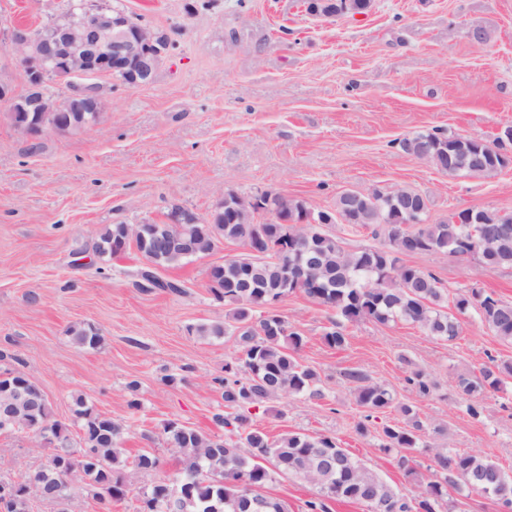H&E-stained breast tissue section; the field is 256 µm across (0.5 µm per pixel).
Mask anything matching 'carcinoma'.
Here are the masks:
<instances>
[{
    "label": "carcinoma",
    "mask_w": 512,
    "mask_h": 512,
    "mask_svg": "<svg viewBox=\"0 0 512 512\" xmlns=\"http://www.w3.org/2000/svg\"><path fill=\"white\" fill-rule=\"evenodd\" d=\"M461 139L460 135L432 130L403 138L401 147L417 158L425 150L438 155L437 168L450 176L481 173L487 167L501 170L512 164V156L503 152L504 141L512 142L511 129L491 142L464 146ZM235 206L234 201L218 206L205 225H183L182 236L205 248L221 240L248 244L254 226L239 223ZM413 206L423 208L421 223L405 228L406 211ZM427 212V199L409 188L392 196L378 189L367 194L344 191L333 209L321 211L323 220L352 228L371 226L374 234L387 237L388 244L348 251L341 239L320 228L305 239L294 240L287 236V225L268 223V244L261 250L262 256H232L209 273L211 291L234 306V311L227 322L200 326L198 332L234 337L239 356L225 362L224 377L215 379L229 413L215 414L213 422L224 429L225 436L175 420L162 424L165 444L180 463L175 474L164 475L149 487L136 486L137 473L160 469L159 457L149 452L129 455L123 448L124 426L96 412L82 397L75 401V423L82 431L76 455L71 452L69 425L55 419L45 400L34 411L20 408L13 429L33 431L42 422L54 429L60 446L47 462L79 475L106 509L131 495L139 502L138 512H153L152 503L174 495L182 512H288V504L277 498L268 496L259 507L249 500L248 486L265 485L271 479L272 467L318 488L321 501L310 503V512H328L326 499L363 504L367 497L392 512H440V507L448 504L450 489L512 503V475L487 456L441 446L431 456V474L418 471L413 453L424 447V423L406 404L401 406L408 418L406 425L384 427L380 448L397 451L398 466L420 487L418 497L411 501L332 437L289 432L272 440L262 431L247 428L246 418L240 414L231 413L287 393L318 400L324 397L319 373L301 360L304 337L283 316L264 311L270 303L297 290L336 311L338 320L322 336L331 348L344 347L349 323L396 319L452 342L461 331L458 315L472 306L500 340L512 342V302L473 288L455 295V312L451 313L441 281L404 261L418 254L449 252L476 258L490 270L512 268V214L476 209L473 221L466 223L459 211L446 222L428 224ZM125 239L126 225L114 224L100 233L94 251L102 257L116 256L125 251ZM475 241L484 242V247L472 249ZM137 249L155 266L188 262L175 253L157 252L156 241L150 236L138 243ZM310 259L319 263L320 273L309 277L308 284L299 289L284 286V268L294 269ZM140 277L141 288L180 291L179 285L161 280L151 271L141 272ZM68 333L79 347L96 348L102 341L98 330L89 324L72 326ZM509 377L512 360L491 357L479 374L457 375L456 386L473 397L498 389ZM345 378L364 412L371 415L394 404L391 390L367 373L352 369ZM405 382L419 395H427L433 388L429 377L417 369L410 371ZM19 390L29 397L41 392L23 374H0L1 397H11Z\"/></svg>",
    "instance_id": "cac0c4a2"
}]
</instances>
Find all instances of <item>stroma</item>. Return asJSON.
<instances>
[{
  "label": "stroma",
  "instance_id": "35a3bbf8",
  "mask_svg": "<svg viewBox=\"0 0 512 512\" xmlns=\"http://www.w3.org/2000/svg\"><path fill=\"white\" fill-rule=\"evenodd\" d=\"M117 6L162 30L172 44L147 86L99 77L105 109L97 128L46 131L32 153L0 104V373L19 372L46 394L53 415L74 421L85 396L123 424L130 453L153 452L161 468L178 462L161 434L175 420L210 433L223 412L213 380L238 347L233 337L200 336L199 326L228 320L208 271L243 254L222 242L204 257L158 269L181 293L137 288L148 260L136 246L98 256L93 243L110 224H161L172 206L208 216L226 190L263 192L329 209L346 190L410 188L429 201V222L464 209L512 212V166L490 177L455 176L405 154L400 139L442 129L493 140L512 126V0H374L363 15L308 14L302 0H89ZM67 0H0V83L26 90L24 68L9 50L10 32L61 17ZM479 28L484 43L469 34ZM411 265L436 275L449 294L478 288L512 301V269L490 270L474 258L424 253ZM306 340L301 356L321 377L323 399L281 396L247 411V425L279 438L286 432L331 436L406 497L417 484L379 449L387 425H404L409 404L423 421L419 471L439 441L512 471V379L477 395L478 417L455 386L488 356L512 358L475 310L448 343L395 321L348 325V342L321 339L335 311L294 292L276 305ZM95 326L102 344L75 345L71 326ZM434 384L411 392L408 367ZM351 368L385 384L395 406L364 418L344 377ZM177 383L170 384L166 375ZM137 391H130V381ZM139 399V409L128 406ZM365 432H358L357 424ZM447 430L445 439L433 434ZM49 451L29 434L0 435V477L36 470ZM266 495L289 512H309L315 486L273 472Z\"/></svg>",
  "mask_w": 512,
  "mask_h": 512
}]
</instances>
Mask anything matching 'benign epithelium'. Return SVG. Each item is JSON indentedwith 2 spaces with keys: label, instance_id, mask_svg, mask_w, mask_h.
Listing matches in <instances>:
<instances>
[{
  "label": "benign epithelium",
  "instance_id": "7a95c632",
  "mask_svg": "<svg viewBox=\"0 0 512 512\" xmlns=\"http://www.w3.org/2000/svg\"><path fill=\"white\" fill-rule=\"evenodd\" d=\"M10 49L28 76L25 103L30 111L50 119L58 112H67V124L78 131L95 126L83 113L104 110L102 88L92 79L120 70L129 74L134 85L145 86L169 55L162 31L140 25L129 15L107 7L84 6L70 9L43 31L16 27L11 33ZM49 75L67 81L69 93L65 97L55 98L43 91L42 83ZM238 203V219L243 224L254 223L255 214L261 210L270 222H283L281 213L263 209L260 199L247 204L240 199ZM169 223L178 227L181 211H175ZM169 227L160 226L157 235L165 237L174 248L192 252L187 242L170 235Z\"/></svg>",
  "mask_w": 512,
  "mask_h": 512
}]
</instances>
